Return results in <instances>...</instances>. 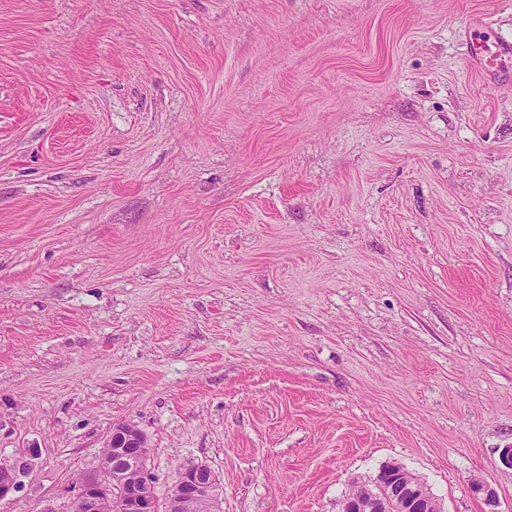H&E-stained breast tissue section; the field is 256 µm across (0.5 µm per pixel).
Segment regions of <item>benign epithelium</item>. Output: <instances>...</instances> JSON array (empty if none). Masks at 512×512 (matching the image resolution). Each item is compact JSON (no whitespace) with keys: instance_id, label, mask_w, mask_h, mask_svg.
Listing matches in <instances>:
<instances>
[{"instance_id":"7a95c632","label":"benign epithelium","mask_w":512,"mask_h":512,"mask_svg":"<svg viewBox=\"0 0 512 512\" xmlns=\"http://www.w3.org/2000/svg\"><path fill=\"white\" fill-rule=\"evenodd\" d=\"M108 443L112 448V466L101 474L83 477L74 486V500L81 512H97L102 497L117 494L123 512H159L155 484L147 468L143 434L129 426L112 430ZM37 449L21 451L12 460L0 463V499L20 491L31 471ZM217 479L203 464L185 469L167 504L172 512L181 501L192 500L203 512H218ZM341 512H444L443 506L422 480L407 474L399 463L384 465L369 484L360 483L353 494L342 501Z\"/></svg>"}]
</instances>
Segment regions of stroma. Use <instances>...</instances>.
Wrapping results in <instances>:
<instances>
[{
  "label": "stroma",
  "instance_id": "stroma-1",
  "mask_svg": "<svg viewBox=\"0 0 512 512\" xmlns=\"http://www.w3.org/2000/svg\"><path fill=\"white\" fill-rule=\"evenodd\" d=\"M512 0H0V512L114 427L159 500L340 512L398 462L512 512ZM481 480L494 502L473 490ZM470 62L475 70L492 78L512 75V44L494 35L486 18H474L468 29ZM36 449L28 448L21 451L12 460L0 463V499H6L23 487L25 479L31 471L32 460ZM216 482L214 473L206 465L196 464L185 469L165 504L164 512L173 511L181 501H184L183 504L175 512H199L196 503L201 504L203 512H218L219 505L215 497Z\"/></svg>",
  "mask_w": 512,
  "mask_h": 512
}]
</instances>
